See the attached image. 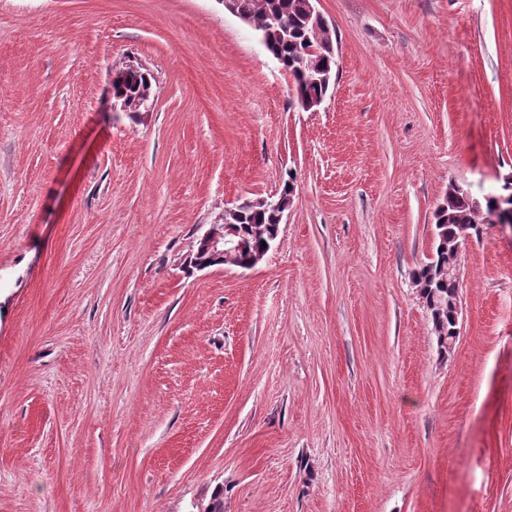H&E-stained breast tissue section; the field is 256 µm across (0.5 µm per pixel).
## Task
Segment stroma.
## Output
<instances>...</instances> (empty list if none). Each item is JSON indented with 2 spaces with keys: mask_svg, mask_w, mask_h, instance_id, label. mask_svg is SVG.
<instances>
[{
  "mask_svg": "<svg viewBox=\"0 0 512 512\" xmlns=\"http://www.w3.org/2000/svg\"><path fill=\"white\" fill-rule=\"evenodd\" d=\"M317 7L306 112L218 0H0V512H512V241L447 354L412 279L449 184L512 174V0ZM288 179L253 269L191 265ZM153 77L143 67L121 64L112 68V99L120 112H145L155 98Z\"/></svg>",
  "mask_w": 512,
  "mask_h": 512,
  "instance_id": "1",
  "label": "stroma"
}]
</instances>
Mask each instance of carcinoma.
Masks as SVG:
<instances>
[{"instance_id": "1", "label": "carcinoma", "mask_w": 512, "mask_h": 512, "mask_svg": "<svg viewBox=\"0 0 512 512\" xmlns=\"http://www.w3.org/2000/svg\"><path fill=\"white\" fill-rule=\"evenodd\" d=\"M309 0H238L251 17V27L265 42L266 51L280 59V66L294 84L293 100L305 104L326 98L336 77L335 32L308 17ZM153 77L143 67L123 64L112 68V99L125 112H145L155 98ZM512 206V187L502 183L487 194L481 209L474 208L469 197L460 192L448 198L435 211V230L445 241L454 239L464 226L479 231L486 215L502 206ZM237 224L247 248L238 256L248 262L261 252V243L280 232L278 212L258 206L239 209ZM430 311L434 333L442 351H447L459 335V280L448 275V262L430 260L413 274Z\"/></svg>"}]
</instances>
